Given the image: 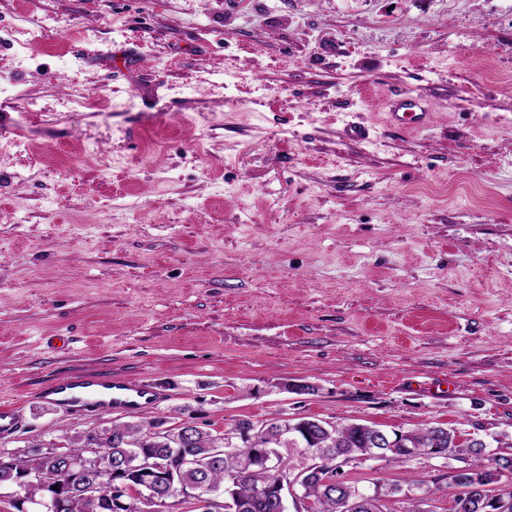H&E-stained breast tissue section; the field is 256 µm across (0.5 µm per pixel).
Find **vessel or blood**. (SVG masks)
I'll list each match as a JSON object with an SVG mask.
<instances>
[{
    "mask_svg": "<svg viewBox=\"0 0 512 512\" xmlns=\"http://www.w3.org/2000/svg\"><path fill=\"white\" fill-rule=\"evenodd\" d=\"M382 111L388 126L395 129H425L433 114L422 96L400 91L388 96ZM63 411L76 415L128 413L158 406L162 394L143 380L112 378L98 373L73 374L49 382L40 392ZM23 426L18 408L0 405V439L10 437Z\"/></svg>",
    "mask_w": 512,
    "mask_h": 512,
    "instance_id": "obj_1",
    "label": "vessel or blood"
}]
</instances>
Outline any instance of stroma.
Wrapping results in <instances>:
<instances>
[{"instance_id":"stroma-1","label":"stroma","mask_w":512,"mask_h":512,"mask_svg":"<svg viewBox=\"0 0 512 512\" xmlns=\"http://www.w3.org/2000/svg\"><path fill=\"white\" fill-rule=\"evenodd\" d=\"M398 89L431 128L387 127ZM96 372L169 428L511 439L512 0H0V452L111 427L36 396ZM22 426V413L18 408L0 405V439L14 435Z\"/></svg>"}]
</instances>
